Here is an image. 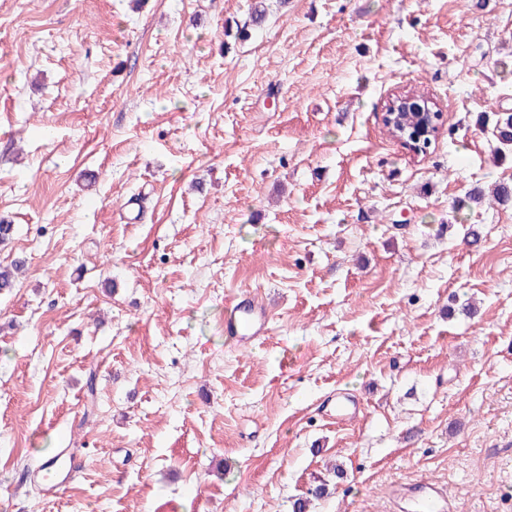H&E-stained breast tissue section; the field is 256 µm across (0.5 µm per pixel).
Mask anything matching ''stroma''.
I'll list each match as a JSON object with an SVG mask.
<instances>
[{
  "label": "stroma",
  "mask_w": 512,
  "mask_h": 512,
  "mask_svg": "<svg viewBox=\"0 0 512 512\" xmlns=\"http://www.w3.org/2000/svg\"><path fill=\"white\" fill-rule=\"evenodd\" d=\"M510 114L512 0H0V512H512ZM416 94L417 93L408 92L398 94L395 100L391 98L385 106L383 121L385 126L391 131L392 135L396 137L405 148L413 151L415 154H418L416 146L418 145L419 139L416 136L411 139L412 141H417L416 143H411L405 139L403 128L404 120L409 117L412 120L413 125L418 126L421 133L419 137L432 136L439 133L442 115L438 114L436 116L435 113L427 111L412 112L414 108H411V105L414 104L412 102L418 99ZM435 119L437 121L436 123ZM393 126L401 133L395 131ZM224 334L238 338L244 346L266 336L268 334L266 304L249 296L235 300L226 311ZM391 512H455L456 506L444 486L416 481L395 486L390 493Z\"/></svg>",
  "instance_id": "obj_1"
}]
</instances>
